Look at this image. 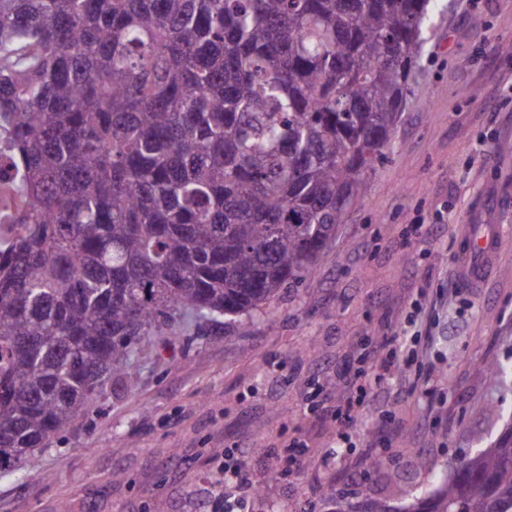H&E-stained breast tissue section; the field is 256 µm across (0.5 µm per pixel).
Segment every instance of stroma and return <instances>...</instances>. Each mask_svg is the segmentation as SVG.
<instances>
[{
    "label": "stroma",
    "mask_w": 512,
    "mask_h": 512,
    "mask_svg": "<svg viewBox=\"0 0 512 512\" xmlns=\"http://www.w3.org/2000/svg\"><path fill=\"white\" fill-rule=\"evenodd\" d=\"M425 36L391 143L307 281L234 335L151 337L80 427L0 478V512H199L217 448L248 457L258 493L242 512H331L329 484L352 505L406 508L398 487L433 493L512 426V0H436ZM415 224L434 236L410 240ZM472 224L502 242L480 288L453 262ZM419 296L422 368L397 366L370 390L337 448L344 381ZM367 442L380 455L363 466Z\"/></svg>",
    "instance_id": "1"
}]
</instances>
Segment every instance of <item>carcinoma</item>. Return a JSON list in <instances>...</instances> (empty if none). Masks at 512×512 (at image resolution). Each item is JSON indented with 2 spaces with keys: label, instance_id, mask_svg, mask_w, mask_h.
<instances>
[{
  "label": "carcinoma",
  "instance_id": "1",
  "mask_svg": "<svg viewBox=\"0 0 512 512\" xmlns=\"http://www.w3.org/2000/svg\"><path fill=\"white\" fill-rule=\"evenodd\" d=\"M433 0H0V478L152 336L305 281L412 94ZM409 512H512V433Z\"/></svg>",
  "mask_w": 512,
  "mask_h": 512
}]
</instances>
